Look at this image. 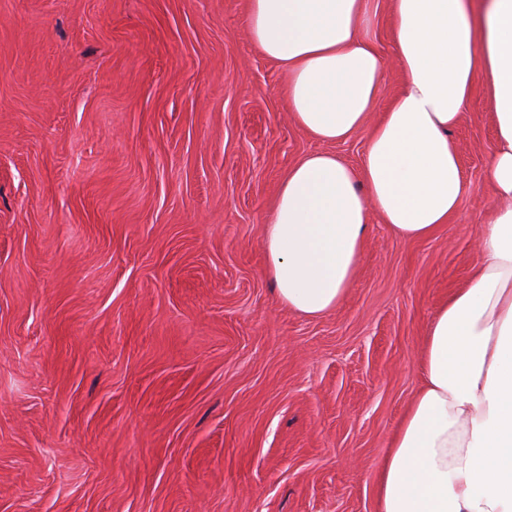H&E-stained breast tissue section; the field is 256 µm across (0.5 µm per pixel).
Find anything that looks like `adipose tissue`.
Instances as JSON below:
<instances>
[{"mask_svg": "<svg viewBox=\"0 0 512 512\" xmlns=\"http://www.w3.org/2000/svg\"><path fill=\"white\" fill-rule=\"evenodd\" d=\"M391 3L404 80L371 127L387 64L363 37L366 0H249V35L286 72L295 122L324 143L370 131L360 168L333 153L291 166L264 227L268 270L280 301L316 318L343 302L370 215L405 240L447 223L468 191L450 132L483 82L495 207L474 272L430 322L376 512H512V0Z\"/></svg>", "mask_w": 512, "mask_h": 512, "instance_id": "adipose-tissue-1", "label": "adipose tissue"}]
</instances>
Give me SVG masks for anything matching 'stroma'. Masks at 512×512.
<instances>
[{
	"label": "stroma",
	"mask_w": 512,
	"mask_h": 512,
	"mask_svg": "<svg viewBox=\"0 0 512 512\" xmlns=\"http://www.w3.org/2000/svg\"><path fill=\"white\" fill-rule=\"evenodd\" d=\"M366 35L403 76L389 0ZM249 0H0V512H376L437 307L473 271L495 133L427 239L372 223L344 302L282 304L263 230L324 143L249 36Z\"/></svg>",
	"instance_id": "1"
}]
</instances>
